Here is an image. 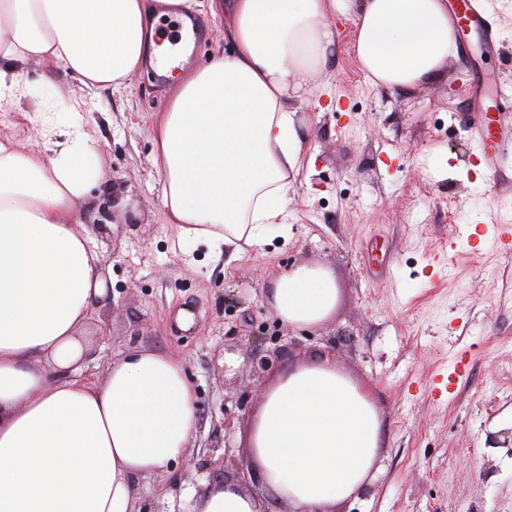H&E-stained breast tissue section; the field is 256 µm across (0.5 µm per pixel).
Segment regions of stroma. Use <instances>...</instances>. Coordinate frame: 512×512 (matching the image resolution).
Returning a JSON list of instances; mask_svg holds the SVG:
<instances>
[{
	"mask_svg": "<svg viewBox=\"0 0 512 512\" xmlns=\"http://www.w3.org/2000/svg\"><path fill=\"white\" fill-rule=\"evenodd\" d=\"M498 39L470 42L448 79L410 94L373 87L352 54V25L333 17L341 50L327 91L299 102L311 168L285 207L291 238L273 237L237 258L183 253L167 224L152 160L151 126L176 92L153 68L124 87L85 90L78 74L44 80L24 71L27 93L0 112V137L41 142V115L71 94L98 127L102 178L83 220L107 274V295L83 332L84 378L102 381L134 348L176 355L196 392L198 429L171 471L140 483L136 512H168L176 487L207 480L202 463L227 449L245 471L252 417L264 390L296 366L330 356L366 389L381 416L380 449L361 493L334 512H512V252L482 224L512 225V142L494 187L478 174L471 112L477 95L512 91V0H489ZM456 252H449V241ZM332 269L339 296L322 324L294 330L268 305L274 271L298 261ZM195 315L192 327L179 311ZM466 351L470 371L447 402L430 383ZM271 355L263 377L251 372ZM239 360L224 367L225 354Z\"/></svg>",
	"mask_w": 512,
	"mask_h": 512,
	"instance_id": "stroma-1",
	"label": "stroma"
}]
</instances>
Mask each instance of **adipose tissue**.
<instances>
[{"label": "adipose tissue", "instance_id": "1", "mask_svg": "<svg viewBox=\"0 0 512 512\" xmlns=\"http://www.w3.org/2000/svg\"><path fill=\"white\" fill-rule=\"evenodd\" d=\"M197 0H0V102L19 98L24 65L121 87L143 64L178 75L152 128L168 223L182 245L232 255L290 233L285 204L311 166L294 107L336 61L328 18L350 15L351 49L373 86L412 91L447 79L456 46L448 0H207L229 51L181 74L154 19ZM81 95L46 117L45 141L0 138V512H134L138 481L169 472L197 430L182 361L135 349L102 383L81 377L80 332L106 296L100 256L81 221L100 175ZM336 278L306 261L272 277L281 323L311 328L335 310ZM249 451L294 512L357 496L380 446L370 395L333 359L302 365L264 391ZM192 512H261L220 481L186 487Z\"/></svg>", "mask_w": 512, "mask_h": 512}]
</instances>
